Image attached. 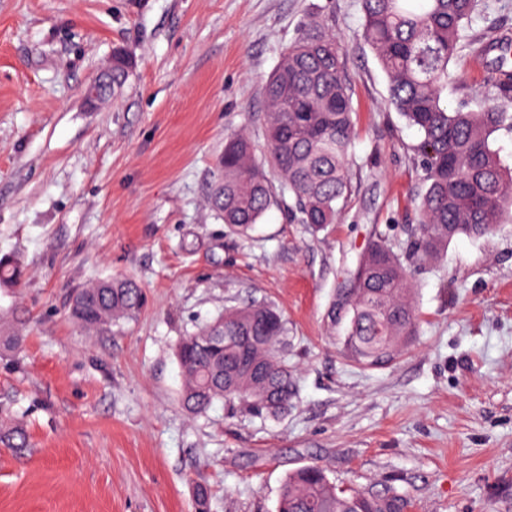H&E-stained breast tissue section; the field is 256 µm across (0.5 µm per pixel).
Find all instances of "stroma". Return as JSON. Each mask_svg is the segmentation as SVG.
<instances>
[{
  "mask_svg": "<svg viewBox=\"0 0 512 512\" xmlns=\"http://www.w3.org/2000/svg\"><path fill=\"white\" fill-rule=\"evenodd\" d=\"M320 15L348 51L356 139L352 192L320 234L272 206L249 236L208 204L227 134L264 144L261 88L299 25ZM360 0H0V256L26 267L0 288V512H278L293 470L401 495L407 512H512V220L454 238L412 276L416 330L369 368L326 323L335 288L374 227L401 239L421 188L417 131L358 38ZM512 37V0H483L452 68L450 106L495 101L485 78ZM123 50L117 97L84 92ZM135 280L147 304L91 336L74 292ZM288 323L298 393L286 415L189 414L180 336L251 300Z\"/></svg>",
  "mask_w": 512,
  "mask_h": 512,
  "instance_id": "stroma-1",
  "label": "stroma"
}]
</instances>
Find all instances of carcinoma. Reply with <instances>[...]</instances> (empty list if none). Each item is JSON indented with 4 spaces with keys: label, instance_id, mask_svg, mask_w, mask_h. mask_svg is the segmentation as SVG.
<instances>
[{
    "label": "carcinoma",
    "instance_id": "obj_1",
    "mask_svg": "<svg viewBox=\"0 0 512 512\" xmlns=\"http://www.w3.org/2000/svg\"><path fill=\"white\" fill-rule=\"evenodd\" d=\"M361 5L359 38L387 76L389 104L419 133L413 151L422 171L417 224L397 242L375 230L326 314L338 330L343 353L375 367L392 361L414 335L411 271L431 264L459 235L493 233L504 208H512V168L492 147L495 133H512V113L500 105L448 110V86L456 80L450 63L458 58L462 32L480 0H361ZM347 61V51L315 16L299 27L263 87L267 164L292 197L291 220L314 234L336 223L352 189ZM128 66L122 53L114 54L112 89L124 83ZM488 81L499 100L512 99L511 70L497 66ZM277 203L251 138L242 131L228 135L210 195L212 209L246 236ZM22 274L19 259L0 257L1 288L15 286ZM145 301L135 280L114 278L110 288L94 284L78 290L70 315L81 328L98 331L132 316ZM175 356L181 404L190 414H203L223 401L253 417H276L296 397L287 322L269 303L225 309L181 337ZM0 443L27 447L25 429H1ZM407 507V500L396 494L340 488L323 468L309 465L283 481L278 512H405Z\"/></svg>",
    "mask_w": 512,
    "mask_h": 512
}]
</instances>
